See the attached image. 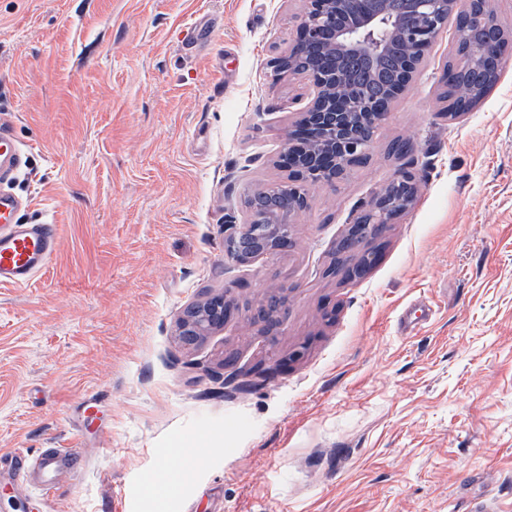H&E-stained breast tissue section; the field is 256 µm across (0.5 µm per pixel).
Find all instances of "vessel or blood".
<instances>
[{
    "instance_id": "1",
    "label": "vessel or blood",
    "mask_w": 512,
    "mask_h": 512,
    "mask_svg": "<svg viewBox=\"0 0 512 512\" xmlns=\"http://www.w3.org/2000/svg\"><path fill=\"white\" fill-rule=\"evenodd\" d=\"M22 159V150L11 133L10 124L0 118V175L18 172ZM23 206L22 200L0 191L1 286H28L57 251L54 224L19 223L18 213ZM13 458L19 475H27L30 468H38L40 477L34 488L50 496L62 478L79 469L82 455L71 448H48L33 460L24 449L18 448Z\"/></svg>"
}]
</instances>
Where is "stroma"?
Wrapping results in <instances>:
<instances>
[{"label": "stroma", "instance_id": "1", "mask_svg": "<svg viewBox=\"0 0 512 512\" xmlns=\"http://www.w3.org/2000/svg\"><path fill=\"white\" fill-rule=\"evenodd\" d=\"M306 0H0V113L24 164L7 188L59 249L0 287V512H512V56L448 117L444 29L368 160L314 188L295 246L241 266L224 224L308 105L269 61ZM212 25L182 49L191 23ZM410 141L412 152L389 147ZM414 206L360 279L336 247L400 171ZM288 286L277 340L243 314L198 347L184 309ZM238 373L225 382L223 359ZM276 367L275 375L260 372ZM78 447L52 501L13 449Z\"/></svg>", "mask_w": 512, "mask_h": 512}]
</instances>
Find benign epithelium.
I'll return each mask as SVG.
<instances>
[{
    "label": "benign epithelium",
    "instance_id": "7a95c632",
    "mask_svg": "<svg viewBox=\"0 0 512 512\" xmlns=\"http://www.w3.org/2000/svg\"><path fill=\"white\" fill-rule=\"evenodd\" d=\"M308 6L296 30V43L316 47L331 42L345 59L325 62L307 70L314 85L313 97L298 119L288 125L285 147L279 166L288 172L280 182L288 194L290 217L309 208L308 189L314 185L335 186L346 173L372 152L396 97L381 101L372 112H358L351 102L336 97V89L354 80L357 65L375 61L394 48L396 38L405 40L404 67L407 75L415 73L424 54L440 30L453 15L468 9L472 0H408L415 27L402 34L398 22L387 9V0H307ZM419 184L416 176L399 172L386 186L375 192L365 206V213L401 214L416 201ZM388 222L351 225L339 241L340 254L359 250L382 235ZM227 253L236 263L247 266L256 259L270 257L295 245L294 222L278 223L267 209L248 208L243 222L226 224ZM375 256L364 251L358 261L344 265L333 262L326 274L339 272L348 278L363 276ZM275 305L264 300L247 308L251 325L260 327L264 336H278L283 331L288 310L284 289L276 292ZM237 303L222 293L189 306L177 326L178 344L190 349L206 336L224 328Z\"/></svg>",
    "mask_w": 512,
    "mask_h": 512
}]
</instances>
